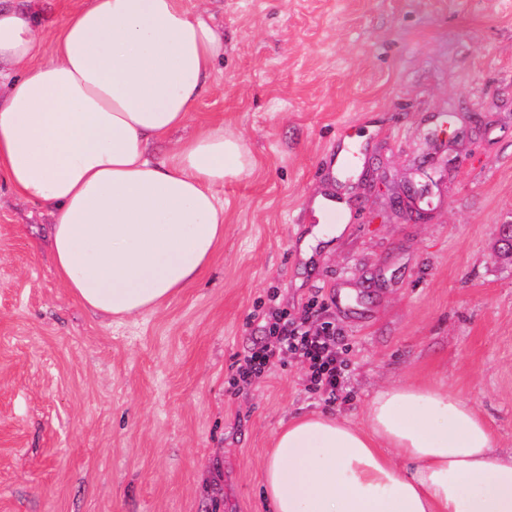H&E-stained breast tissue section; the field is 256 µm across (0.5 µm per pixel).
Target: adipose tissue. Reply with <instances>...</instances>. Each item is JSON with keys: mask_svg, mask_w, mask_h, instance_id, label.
<instances>
[{"mask_svg": "<svg viewBox=\"0 0 512 512\" xmlns=\"http://www.w3.org/2000/svg\"><path fill=\"white\" fill-rule=\"evenodd\" d=\"M44 38L29 12L0 7V181L52 213L57 276L85 307L155 310L209 263L224 236L216 189L251 166L220 125L169 139L224 43L182 0H89L46 61ZM261 487L270 512H512V450L460 394L393 384L365 426L289 421Z\"/></svg>", "mask_w": 512, "mask_h": 512, "instance_id": "adipose-tissue-1", "label": "adipose tissue"}]
</instances>
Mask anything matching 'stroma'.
I'll return each instance as SVG.
<instances>
[{"mask_svg":"<svg viewBox=\"0 0 512 512\" xmlns=\"http://www.w3.org/2000/svg\"><path fill=\"white\" fill-rule=\"evenodd\" d=\"M88 0H0L57 31ZM224 54L175 139L223 125L253 168L224 237L159 310L96 315L59 280L48 210L0 183V512H267L260 475L292 417L360 425L386 385H443L512 448V0H184ZM346 134L354 164L329 176ZM418 203L395 207L407 185ZM344 202L321 239L316 198ZM276 292L344 336L327 406L288 362L228 379Z\"/></svg>","mask_w":512,"mask_h":512,"instance_id":"1","label":"stroma"}]
</instances>
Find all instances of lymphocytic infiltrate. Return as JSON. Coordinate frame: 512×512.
<instances>
[{
    "mask_svg": "<svg viewBox=\"0 0 512 512\" xmlns=\"http://www.w3.org/2000/svg\"><path fill=\"white\" fill-rule=\"evenodd\" d=\"M314 314L310 306L296 318L284 310L266 312L264 338L237 361L232 385L266 376L292 358L306 367L307 391L324 404H334L347 380L344 338L333 322L313 324Z\"/></svg>",
    "mask_w": 512,
    "mask_h": 512,
    "instance_id": "obj_1",
    "label": "lymphocytic infiltrate"
}]
</instances>
